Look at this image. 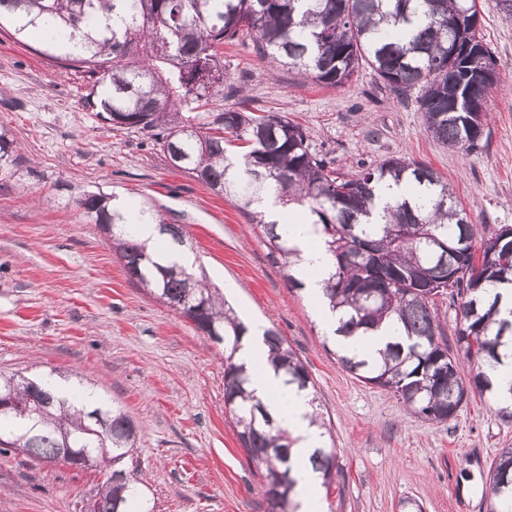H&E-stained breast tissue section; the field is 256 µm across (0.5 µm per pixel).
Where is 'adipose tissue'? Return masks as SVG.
I'll list each match as a JSON object with an SVG mask.
<instances>
[{
	"instance_id": "obj_1",
	"label": "adipose tissue",
	"mask_w": 512,
	"mask_h": 512,
	"mask_svg": "<svg viewBox=\"0 0 512 512\" xmlns=\"http://www.w3.org/2000/svg\"><path fill=\"white\" fill-rule=\"evenodd\" d=\"M259 208L267 220L276 222L281 236L298 249L293 276L316 304L326 329L333 331L332 341L337 350L348 356L374 355L384 349L388 342L399 338V328L388 323L382 324L372 334L337 335L338 315L328 308L323 297V288L331 271V257L321 242L316 226L304 215L290 212L289 208L276 203L270 196L262 200ZM235 359L247 370L250 388L255 396L273 418L292 432L296 439L293 446L295 459L304 460L312 449L320 447V431L311 422L313 408L309 393L283 383L269 361L268 347L259 329H249L243 336Z\"/></svg>"
}]
</instances>
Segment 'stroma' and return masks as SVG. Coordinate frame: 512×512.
<instances>
[{
	"label": "stroma",
	"instance_id": "stroma-1",
	"mask_svg": "<svg viewBox=\"0 0 512 512\" xmlns=\"http://www.w3.org/2000/svg\"><path fill=\"white\" fill-rule=\"evenodd\" d=\"M478 9L498 72L480 151L434 140L415 100L368 69L323 87L248 42L220 48L224 82L237 92L208 109L287 114L345 176L391 156L428 164L478 230L512 225V13L497 0ZM45 44L0 22V128L18 155L14 175L0 172V374L65 375L118 406L138 428V475L155 512H269L261 471L224 406L221 345L130 279L74 204L88 191L119 196L180 225L196 268L241 320L276 329L307 366L339 465L324 512H402L407 499L423 512H492L482 488L498 451L512 448V420L492 397L471 390L455 419L429 423L345 370L252 216L172 169L147 136L102 121L87 76L55 67ZM102 480L93 467L38 465L11 450L0 454V512H75ZM459 487L466 503L455 499Z\"/></svg>",
	"mask_w": 512,
	"mask_h": 512
}]
</instances>
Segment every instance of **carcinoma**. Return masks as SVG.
Listing matches in <instances>:
<instances>
[{
	"label": "carcinoma",
	"instance_id": "1",
	"mask_svg": "<svg viewBox=\"0 0 512 512\" xmlns=\"http://www.w3.org/2000/svg\"><path fill=\"white\" fill-rule=\"evenodd\" d=\"M2 15L20 33L45 20L62 25L60 38L79 42L80 50L61 48L55 38L41 55L95 79L103 120L146 133L165 156H181L180 172L217 195L234 197L287 267L297 250L253 205L271 189L282 204L307 207L333 257L324 297L340 313V331L367 334L384 322L402 328L400 340L377 358L338 356L357 379L393 392L411 414L435 423L454 418L473 387L499 397L489 371L502 362V348L512 346V309L499 317L503 301L512 298V238L488 232L475 249L477 231L466 207L428 165L391 157L341 179L306 129L282 113L184 112L224 93L217 49L249 40L274 63L327 87L346 85L362 62L395 91L407 95L418 87L426 132L473 152L483 147L487 98L472 99L465 112L457 98L470 93L480 67H495L476 36L477 0H0ZM452 36L472 53L450 59ZM15 151L14 140L0 130V170L15 162ZM389 181L404 184L411 197L385 205L388 220L374 224L379 187ZM111 200L91 192L75 204L109 236L131 278L208 338L223 337L224 405L235 419L237 439L263 469L270 512H296L294 439L252 396L249 376L235 360L247 327L203 278L177 263H158L136 237L140 210L121 211ZM145 215L163 225L174 243H183L179 225L165 224L151 211ZM438 296L460 301L456 344L477 364L466 382L443 338ZM264 338L284 383L309 390L311 376L298 355L276 331L266 330ZM7 386L18 404L0 411L1 449L72 467L91 461L104 476L95 512H154L143 480L126 466L137 442L127 415L102 403L87 408L76 399L57 400L24 377H0V389ZM309 463L331 487L336 449H315ZM488 478L500 512H512V448L496 454Z\"/></svg>",
	"mask_w": 512,
	"mask_h": 512
}]
</instances>
